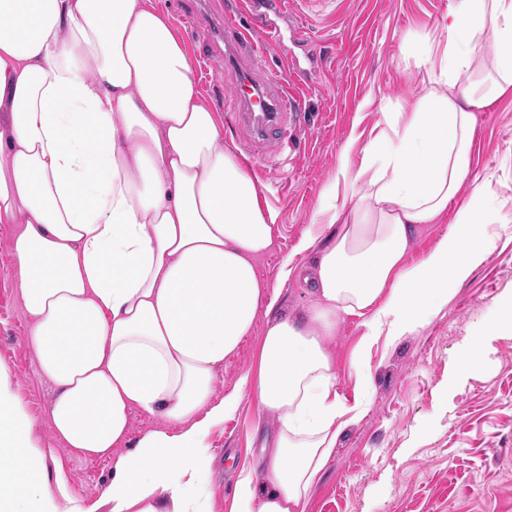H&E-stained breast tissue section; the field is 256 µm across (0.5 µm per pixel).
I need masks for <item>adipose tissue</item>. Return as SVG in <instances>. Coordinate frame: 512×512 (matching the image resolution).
<instances>
[{"label":"adipose tissue","instance_id":"adipose-tissue-1","mask_svg":"<svg viewBox=\"0 0 512 512\" xmlns=\"http://www.w3.org/2000/svg\"><path fill=\"white\" fill-rule=\"evenodd\" d=\"M492 30L485 49L479 33ZM437 67L413 112L364 149L344 147L325 191L326 223L285 258L313 303L288 314L255 261L273 244L274 211L225 149L224 123L204 99L192 55L150 0H0V224L10 242L29 341L53 387L50 420L66 448L112 460L98 503L47 478L32 419L0 363V512H210L202 494L211 429L244 391L278 422L261 465H242L228 512H306L341 431L361 418L342 404L330 344L343 316L365 333L354 366L439 314L454 286L493 250L482 185L459 205L434 249L408 262L424 225L471 173L477 110L490 95L457 75L491 53L512 86V0H452ZM352 205L339 211V194ZM271 319L257 380L216 398L224 360ZM512 334V299L453 363L479 371L490 341ZM161 420L129 442L132 410Z\"/></svg>","mask_w":512,"mask_h":512}]
</instances>
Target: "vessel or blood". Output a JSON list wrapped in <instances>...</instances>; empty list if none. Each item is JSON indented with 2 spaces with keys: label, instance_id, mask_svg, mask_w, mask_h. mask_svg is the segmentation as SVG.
I'll return each mask as SVG.
<instances>
[{
  "label": "vessel or blood",
  "instance_id": "1",
  "mask_svg": "<svg viewBox=\"0 0 512 512\" xmlns=\"http://www.w3.org/2000/svg\"><path fill=\"white\" fill-rule=\"evenodd\" d=\"M292 14L295 0H226L224 7L206 13L185 10L184 15L206 33L208 42L224 45L227 63L237 64L232 99L241 121L257 137L275 135L289 139L291 120L298 117L302 102L288 90L287 82L266 67L267 55L281 41V33L267 15L268 7Z\"/></svg>",
  "mask_w": 512,
  "mask_h": 512
}]
</instances>
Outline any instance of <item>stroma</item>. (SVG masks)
<instances>
[{
    "mask_svg": "<svg viewBox=\"0 0 512 512\" xmlns=\"http://www.w3.org/2000/svg\"><path fill=\"white\" fill-rule=\"evenodd\" d=\"M449 6L450 0H311L298 19L277 18L282 40L270 64L282 72L291 61L307 69L300 88L306 110L286 148L257 144L249 173L262 204L277 214L273 247L256 268L285 308L312 301L303 280L282 279L280 266L290 254L298 264L309 262L296 247L309 225L327 221L322 194L336 178L345 143L353 142L351 163L360 166L385 116L412 111L426 75L418 61L439 59ZM175 28L195 57L206 102L224 119L225 146L239 150L249 138L229 100L233 76L223 56H204L188 27L179 22ZM471 175L498 210L495 249L440 314L399 340L375 343L370 381L353 366L362 317L349 315L339 324L333 344L338 398L366 411L338 437L307 512H512V338L492 341L475 376L451 375V361L469 336L512 296V89L476 114ZM13 231L0 224V362L34 423L35 440L54 446L49 386L28 342L29 319L13 272ZM263 330L256 325L225 358L217 395L236 391L242 376L256 372ZM258 415L252 394H245L237 413L211 431L212 512H227L238 468L254 460L277 429L271 419L257 425ZM45 468L50 475L63 469L73 495L91 504L108 483L112 462L57 448Z\"/></svg>",
    "mask_w": 512,
    "mask_h": 512,
    "instance_id": "1",
    "label": "stroma"
}]
</instances>
